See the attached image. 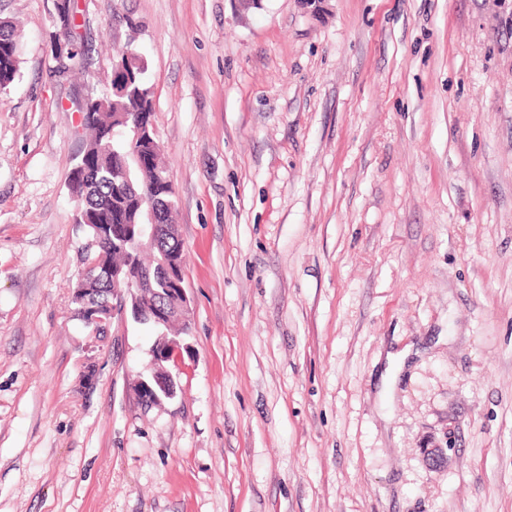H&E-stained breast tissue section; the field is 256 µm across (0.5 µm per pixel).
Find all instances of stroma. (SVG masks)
I'll list each match as a JSON object with an SVG mask.
<instances>
[{
	"label": "stroma",
	"instance_id": "stroma-1",
	"mask_svg": "<svg viewBox=\"0 0 512 512\" xmlns=\"http://www.w3.org/2000/svg\"><path fill=\"white\" fill-rule=\"evenodd\" d=\"M55 0L0 97V512H512V0ZM136 46L192 314L98 337L71 101ZM442 449V467L425 451ZM133 318V317H132ZM136 323L149 327L156 336H160L155 350H150L151 360L146 367L147 373L139 375L133 384V392L142 406L153 408L156 405H163L164 402L171 401L178 396V391L170 386L168 380L164 379L166 376V368L163 367V361L168 360L169 357L174 358L179 364L182 362V350L187 347L181 344L179 338H168L167 336H181L185 334V324L178 318H174L167 324H155L149 320L144 319V323L137 321ZM163 335V336H161ZM162 373V375H161ZM162 391V396L159 391ZM146 392H152V401L148 400L145 396Z\"/></svg>",
	"mask_w": 512,
	"mask_h": 512
}]
</instances>
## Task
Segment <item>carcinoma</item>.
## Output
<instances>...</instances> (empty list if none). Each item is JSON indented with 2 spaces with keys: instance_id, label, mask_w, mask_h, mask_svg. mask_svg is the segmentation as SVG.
<instances>
[{
  "instance_id": "cac0c4a2",
  "label": "carcinoma",
  "mask_w": 512,
  "mask_h": 512,
  "mask_svg": "<svg viewBox=\"0 0 512 512\" xmlns=\"http://www.w3.org/2000/svg\"><path fill=\"white\" fill-rule=\"evenodd\" d=\"M19 40L16 23L0 21V94L19 74L20 59L12 58ZM133 54L131 61L124 53L113 57L111 87L100 94H89V104L81 109L86 132L81 155L84 177L77 185L88 218L76 224L88 241L111 231L101 278L85 284L99 296L113 287L108 276L114 268L125 269L133 263L154 269L168 255L184 262L183 245L174 235L156 243L144 237L133 255L123 247V242L137 236L138 225L146 220L147 206H152L157 223L169 227L173 226L175 210L169 170L163 153L157 151L153 92L142 56L136 50ZM144 325L157 336L185 333V324L178 318L164 325L146 320Z\"/></svg>"
}]
</instances>
